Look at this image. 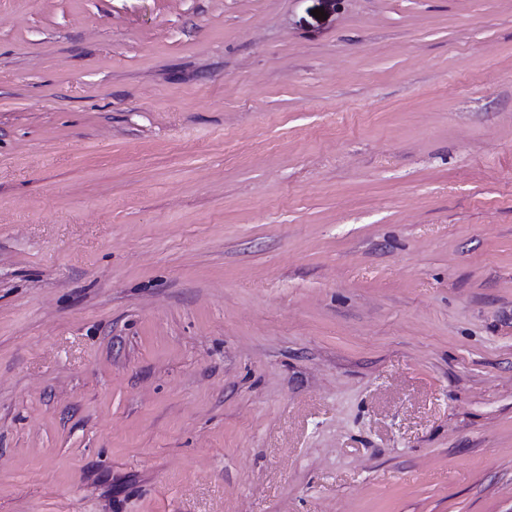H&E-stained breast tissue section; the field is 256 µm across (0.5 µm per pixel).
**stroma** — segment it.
Masks as SVG:
<instances>
[{
    "label": "stroma",
    "instance_id": "1",
    "mask_svg": "<svg viewBox=\"0 0 512 512\" xmlns=\"http://www.w3.org/2000/svg\"><path fill=\"white\" fill-rule=\"evenodd\" d=\"M0 512H512V0H0Z\"/></svg>",
    "mask_w": 512,
    "mask_h": 512
}]
</instances>
